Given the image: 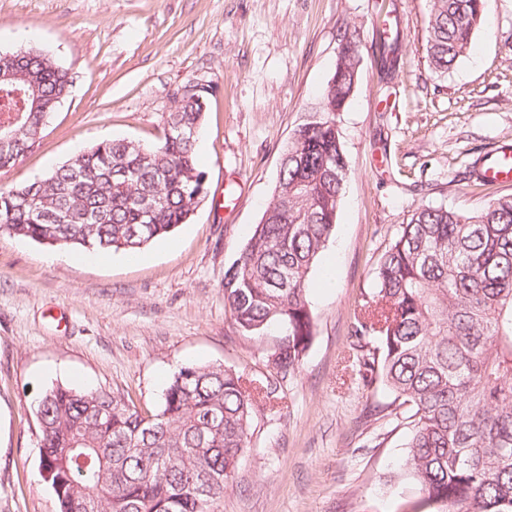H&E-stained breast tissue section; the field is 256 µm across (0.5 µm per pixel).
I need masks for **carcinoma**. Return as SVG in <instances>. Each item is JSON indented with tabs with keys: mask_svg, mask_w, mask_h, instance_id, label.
<instances>
[{
	"mask_svg": "<svg viewBox=\"0 0 512 512\" xmlns=\"http://www.w3.org/2000/svg\"><path fill=\"white\" fill-rule=\"evenodd\" d=\"M491 0H430L424 53L445 75L485 26ZM319 106L293 130L272 199L224 274V309L243 332L284 338L270 373L246 381L187 364L158 408L120 393L46 389L35 415L58 512H215L250 448L274 381L295 374L314 333L311 277L336 233L349 160L337 112L354 96V33L341 40ZM398 39L382 41L383 69ZM73 76L36 47L0 52V171L16 166L68 97ZM209 91L173 99L163 134L105 141L33 182L0 187V235L60 248L134 252L173 233L207 196L192 128ZM367 384L409 420L400 477L436 512H512V195L469 212L419 206L385 245L352 326ZM376 347L364 352L369 340Z\"/></svg>",
	"mask_w": 512,
	"mask_h": 512,
	"instance_id": "1",
	"label": "carcinoma"
}]
</instances>
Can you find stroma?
<instances>
[{
  "instance_id": "1",
  "label": "stroma",
  "mask_w": 512,
  "mask_h": 512,
  "mask_svg": "<svg viewBox=\"0 0 512 512\" xmlns=\"http://www.w3.org/2000/svg\"><path fill=\"white\" fill-rule=\"evenodd\" d=\"M397 35L392 75L378 65L379 7ZM429 0H0V51L36 46L73 87L42 137L0 186L43 177L112 139L161 137L171 93L209 88L196 141L208 195L172 235L93 255L0 237V512H56L43 479L37 401L49 386L102 388L154 411L180 366L266 374L281 343L240 330L224 310V272L269 204L293 129L334 72L344 31L357 32L354 98L337 117L349 171L336 235L313 277L315 335L273 407L220 512H413L394 483L404 423L353 358L354 314L373 287L390 233L421 205L472 211L512 184L479 187L476 157L512 143V0L437 77L424 54ZM334 279L335 289L323 288Z\"/></svg>"
}]
</instances>
